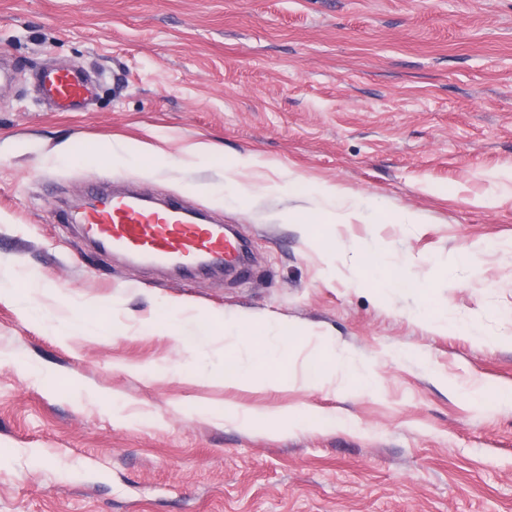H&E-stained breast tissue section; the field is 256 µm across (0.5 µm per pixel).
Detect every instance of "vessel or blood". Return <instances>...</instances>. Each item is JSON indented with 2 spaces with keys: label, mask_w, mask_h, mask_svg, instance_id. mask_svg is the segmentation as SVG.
Returning <instances> with one entry per match:
<instances>
[{
  "label": "vessel or blood",
  "mask_w": 512,
  "mask_h": 512,
  "mask_svg": "<svg viewBox=\"0 0 512 512\" xmlns=\"http://www.w3.org/2000/svg\"><path fill=\"white\" fill-rule=\"evenodd\" d=\"M38 82L43 95L65 112L84 110L93 89L92 77L77 69H47ZM78 222L83 236L105 255L194 278L234 271L245 262L244 249L225 235L223 225L193 217L175 201L153 206L134 191L100 193Z\"/></svg>",
  "instance_id": "vessel-or-blood-1"
}]
</instances>
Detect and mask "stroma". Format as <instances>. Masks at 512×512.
<instances>
[{
	"instance_id": "1",
	"label": "stroma",
	"mask_w": 512,
	"mask_h": 512,
	"mask_svg": "<svg viewBox=\"0 0 512 512\" xmlns=\"http://www.w3.org/2000/svg\"><path fill=\"white\" fill-rule=\"evenodd\" d=\"M0 55V512H512V0H0ZM94 181L233 226L245 270L96 252L64 216ZM321 185L374 205L296 223ZM270 321L282 383L225 382ZM42 94L55 104L57 110L81 112L92 93V77L77 69H47L39 74Z\"/></svg>"
}]
</instances>
